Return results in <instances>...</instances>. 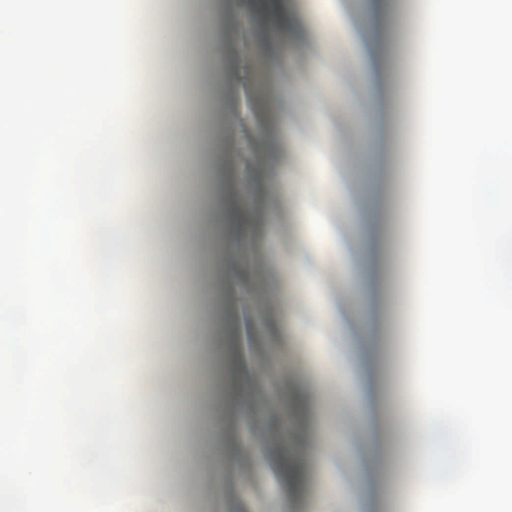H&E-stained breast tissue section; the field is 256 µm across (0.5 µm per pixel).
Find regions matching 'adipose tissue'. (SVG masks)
<instances>
[{
    "label": "adipose tissue",
    "mask_w": 512,
    "mask_h": 512,
    "mask_svg": "<svg viewBox=\"0 0 512 512\" xmlns=\"http://www.w3.org/2000/svg\"><path fill=\"white\" fill-rule=\"evenodd\" d=\"M469 0H440L421 19L428 36V108L421 125L420 181L413 206L420 216L419 277L414 284L420 317L416 378L397 399L406 443L405 495L420 512H480L498 492L512 438L503 433L502 400L486 384L499 368V350L512 343V309L495 298L491 272L504 263L503 236H512V195L487 206L473 192L476 171L512 155V72L501 66L512 50V0H492L495 25L468 10ZM122 229L130 246L115 267V281L138 267L141 225L155 221L156 206L129 202ZM451 406L468 416L473 453L460 485L435 488L432 419Z\"/></svg>",
    "instance_id": "adipose-tissue-1"
}]
</instances>
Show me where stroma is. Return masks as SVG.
<instances>
[{"mask_svg": "<svg viewBox=\"0 0 512 512\" xmlns=\"http://www.w3.org/2000/svg\"><path fill=\"white\" fill-rule=\"evenodd\" d=\"M376 2L367 23L361 0H288L295 22L273 42L266 0H138L165 37L142 36L137 89L161 87L166 108L190 104L223 132L176 158L155 146L172 125L143 130L131 196L160 202L183 262L176 276L150 262L132 277V298L150 306L138 332L161 352L176 319L185 335L213 337L224 348V399L189 411L162 404L133 422L155 494L130 512H156L161 501L171 512H352L347 481L363 486L370 512H405L391 399L414 372L409 162L425 92L423 37L410 18L431 0ZM360 41L379 61L385 102L370 121L356 107ZM218 162L222 225L235 242L226 252L209 229L183 221L191 205L212 218ZM364 231L383 246L368 323L344 278L360 264L352 247ZM330 359L372 379L374 445L353 395L325 373Z\"/></svg>", "mask_w": 512, "mask_h": 512, "instance_id": "35a3bbf8", "label": "stroma"}]
</instances>
